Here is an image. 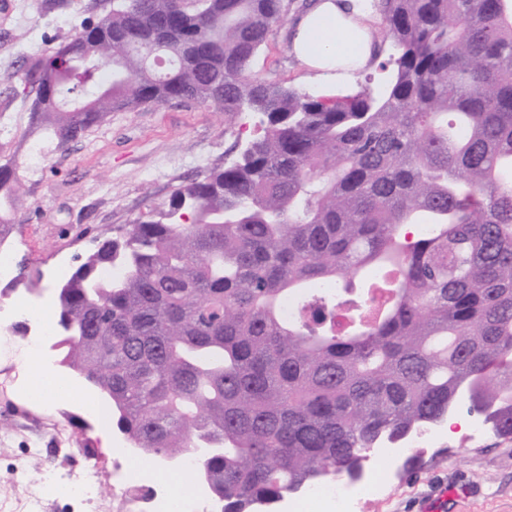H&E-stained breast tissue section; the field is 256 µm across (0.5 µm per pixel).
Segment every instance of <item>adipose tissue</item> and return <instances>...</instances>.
<instances>
[{
  "mask_svg": "<svg viewBox=\"0 0 512 512\" xmlns=\"http://www.w3.org/2000/svg\"><path fill=\"white\" fill-rule=\"evenodd\" d=\"M291 52L302 67L326 80L372 67L373 36L358 0H314L293 26Z\"/></svg>",
  "mask_w": 512,
  "mask_h": 512,
  "instance_id": "obj_1",
  "label": "adipose tissue"
}]
</instances>
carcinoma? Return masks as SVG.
<instances>
[{"instance_id":"1","label":"carcinoma","mask_w":512,"mask_h":512,"mask_svg":"<svg viewBox=\"0 0 512 512\" xmlns=\"http://www.w3.org/2000/svg\"><path fill=\"white\" fill-rule=\"evenodd\" d=\"M375 7L390 44L376 90L254 73L285 0H112L0 74L35 89L29 130L58 148L141 103L261 116L232 162L103 239L52 302L61 364L142 457H195L222 512L353 479L367 449L461 404L512 439V0ZM21 190L0 146V244ZM371 266L372 317L352 296ZM327 281L346 328L319 295L283 317Z\"/></svg>"}]
</instances>
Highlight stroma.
<instances>
[{"label":"stroma","instance_id":"stroma-1","mask_svg":"<svg viewBox=\"0 0 512 512\" xmlns=\"http://www.w3.org/2000/svg\"><path fill=\"white\" fill-rule=\"evenodd\" d=\"M111 6L112 0H64L62 8L46 13L41 0H0V29L5 32L0 72L19 69L29 57L53 55L81 21L97 19ZM287 35V25L273 28L252 63L253 72L319 90L313 76L295 64ZM31 102L23 90L0 93V143L16 151L23 181L10 238L14 264L40 276L45 300L97 238L111 236L167 203L182 181L233 160L257 132L249 115L231 120L217 109L173 100L109 113L81 140L57 149L29 132ZM90 394L88 386H81L76 397L59 398L46 411L48 429L41 444L60 434H84L92 441L88 450L71 442L53 458L28 454L31 438L17 431L12 398L0 393V496L20 495L24 483L38 482L55 465L71 478L95 467L110 479L112 464L101 445L100 424L80 406ZM420 454V470L393 476L385 499L370 503L366 512H416L415 501L458 482L471 492L449 502L444 512H512V441L490 437L475 446L446 437Z\"/></svg>","mask_w":512,"mask_h":512}]
</instances>
